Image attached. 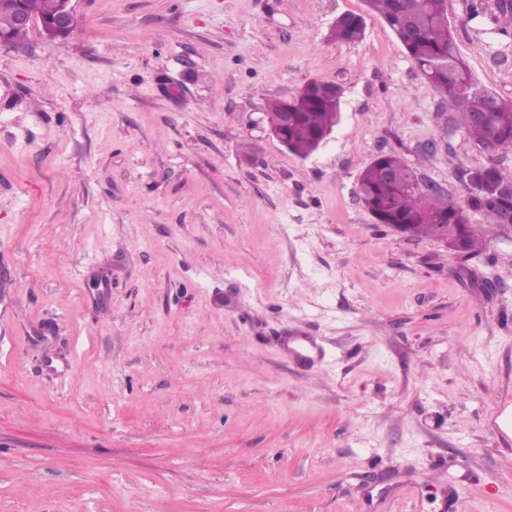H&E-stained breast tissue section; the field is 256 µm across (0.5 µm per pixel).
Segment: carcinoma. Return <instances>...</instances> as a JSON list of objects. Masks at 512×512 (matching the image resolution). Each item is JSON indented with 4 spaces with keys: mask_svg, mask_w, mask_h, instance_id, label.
<instances>
[{
    "mask_svg": "<svg viewBox=\"0 0 512 512\" xmlns=\"http://www.w3.org/2000/svg\"><path fill=\"white\" fill-rule=\"evenodd\" d=\"M379 14L405 49L407 57L425 80L458 114L460 125L480 147L512 150V101L506 102L479 87L467 65L456 54L443 0H366ZM365 33V18L350 14L336 23L334 41L355 43ZM322 80L307 82L288 100H275L267 107L269 127L281 128L282 113L295 114L284 132L287 149L300 157L315 152L338 120L342 88L328 92ZM485 112L482 120L474 118ZM411 167L397 154L374 158L358 180V195L380 224H408L416 237H436L439 225H448L455 248L472 258L484 249L476 225L469 222L466 209L482 213L489 224L500 223L512 210V172L493 164L480 168L479 176L492 190L468 199V206L440 191L410 188Z\"/></svg>",
    "mask_w": 512,
    "mask_h": 512,
    "instance_id": "cac0c4a2",
    "label": "carcinoma"
}]
</instances>
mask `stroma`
Segmentation results:
<instances>
[{"instance_id":"35a3bbf8","label":"stroma","mask_w":512,"mask_h":512,"mask_svg":"<svg viewBox=\"0 0 512 512\" xmlns=\"http://www.w3.org/2000/svg\"><path fill=\"white\" fill-rule=\"evenodd\" d=\"M456 51L512 100L496 0ZM0 50V512H512V234L378 223L394 152L467 203L473 144L365 0H73ZM364 15V37L328 32ZM343 86L297 157L270 100ZM311 337L319 356L289 353ZM12 9L18 25L32 27L39 24L43 34L50 40L66 39L72 36L77 27L72 0H58V7L53 17H42L29 0H13Z\"/></svg>"}]
</instances>
